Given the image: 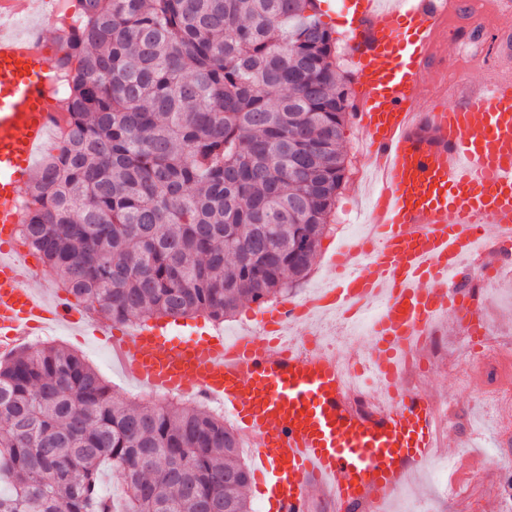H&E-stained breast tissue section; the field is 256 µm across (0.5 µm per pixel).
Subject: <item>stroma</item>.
<instances>
[{"label": "stroma", "mask_w": 512, "mask_h": 512, "mask_svg": "<svg viewBox=\"0 0 512 512\" xmlns=\"http://www.w3.org/2000/svg\"><path fill=\"white\" fill-rule=\"evenodd\" d=\"M349 0H327L321 19L331 29L336 40V64L347 83H354L356 69L349 51L348 13ZM512 30V15H490L477 37L461 38L454 27H447L436 49L442 68L454 73L468 74L479 79L490 57L489 46L502 30ZM483 321L492 337L512 347V279L498 284L496 297L484 305ZM443 334L448 342L447 362L433 363L429 376L420 384V391L437 403H448V427L442 437V449L447 458L456 460L461 483L467 487L465 502L442 496L438 491L441 482L431 470H416L412 479L411 501H398L393 512H406L407 506L419 512H496L501 498L493 491L498 475L486 451L498 443L495 418L488 411L473 404L474 396L485 391L488 385L512 391V367L499 372L496 380H488L484 371H477L467 391L457 389L458 366L463 360L460 331L454 322H447ZM54 344L83 356L97 368L108 383L114 397L125 402L151 403L146 391L129 382L116 369L107 351L92 336L77 337L60 333Z\"/></svg>", "instance_id": "stroma-1"}]
</instances>
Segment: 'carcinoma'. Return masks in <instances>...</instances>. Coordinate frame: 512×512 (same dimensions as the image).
<instances>
[{
    "label": "carcinoma",
    "instance_id": "obj_1",
    "mask_svg": "<svg viewBox=\"0 0 512 512\" xmlns=\"http://www.w3.org/2000/svg\"><path fill=\"white\" fill-rule=\"evenodd\" d=\"M80 2L71 130L26 190L25 243L114 323L285 297L345 182L349 95L315 0ZM240 448L224 414L120 401L70 351L0 358V512H251Z\"/></svg>",
    "mask_w": 512,
    "mask_h": 512
}]
</instances>
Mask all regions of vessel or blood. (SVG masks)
<instances>
[{
  "label": "vessel or blood",
  "mask_w": 512,
  "mask_h": 512,
  "mask_svg": "<svg viewBox=\"0 0 512 512\" xmlns=\"http://www.w3.org/2000/svg\"><path fill=\"white\" fill-rule=\"evenodd\" d=\"M349 48L357 74L355 118L374 160L385 165L366 266L342 248L331 282L314 299L268 311L264 332L225 342L184 339L158 329L130 331L72 306L37 281L15 241L14 200L55 116L46 86L54 58L0 37V353L54 327L104 342L128 380L152 390L223 400L254 437L253 475L264 512H360L388 505L408 474L437 454L435 409L422 395L393 396L359 418L339 389L336 362L282 349L308 311L380 307L370 349L373 370L398 371L396 349L424 343L447 314L479 319L481 309L447 288L477 242L494 246L512 228V58L461 77L454 108L420 113L415 100L436 71L442 31L459 19L476 28L461 0H351Z\"/></svg>",
  "instance_id": "vessel-or-blood-1"
}]
</instances>
